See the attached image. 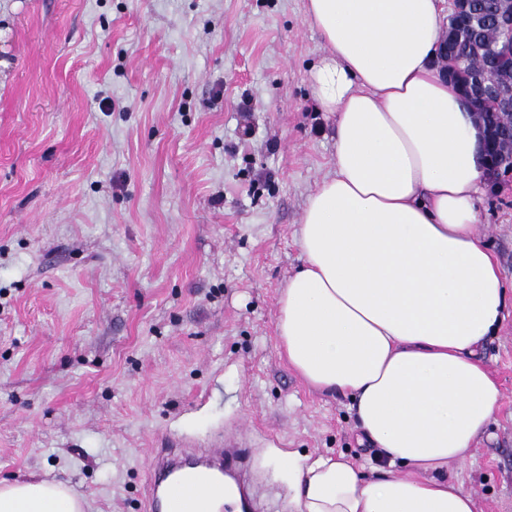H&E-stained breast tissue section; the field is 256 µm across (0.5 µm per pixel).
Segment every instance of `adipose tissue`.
<instances>
[{
    "label": "adipose tissue",
    "mask_w": 512,
    "mask_h": 512,
    "mask_svg": "<svg viewBox=\"0 0 512 512\" xmlns=\"http://www.w3.org/2000/svg\"><path fill=\"white\" fill-rule=\"evenodd\" d=\"M441 0H307L324 43L312 93L336 118L328 174L306 201L301 266L278 297L289 365L351 397L386 464L285 458L291 512H477L448 476L500 390L480 356L512 288L479 236L482 129L435 64ZM0 512H85L61 482L0 480Z\"/></svg>",
    "instance_id": "ef3b65f1"
}]
</instances>
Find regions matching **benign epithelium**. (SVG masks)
<instances>
[{"mask_svg":"<svg viewBox=\"0 0 512 512\" xmlns=\"http://www.w3.org/2000/svg\"><path fill=\"white\" fill-rule=\"evenodd\" d=\"M454 20L442 35L436 63L446 78L457 70L471 72L465 89L475 121L483 128L484 142L512 149V71L488 76L475 69L473 59L458 44L463 35L489 23L509 34L512 46V0H497L491 12H479L472 0H448Z\"/></svg>","mask_w":512,"mask_h":512,"instance_id":"1","label":"benign epithelium"}]
</instances>
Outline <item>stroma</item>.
<instances>
[{
  "label": "stroma",
  "mask_w": 512,
  "mask_h": 512,
  "mask_svg": "<svg viewBox=\"0 0 512 512\" xmlns=\"http://www.w3.org/2000/svg\"><path fill=\"white\" fill-rule=\"evenodd\" d=\"M322 52L305 0H0V478L143 512L151 449L231 437L260 512H290L279 452L369 465L276 332L335 153ZM478 209L512 282V185ZM481 357L500 399L448 474L512 512V317Z\"/></svg>",
  "instance_id": "1"
}]
</instances>
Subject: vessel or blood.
Masks as SVG:
<instances>
[{
  "label": "vessel or blood",
  "instance_id": "1",
  "mask_svg": "<svg viewBox=\"0 0 512 512\" xmlns=\"http://www.w3.org/2000/svg\"><path fill=\"white\" fill-rule=\"evenodd\" d=\"M248 449L231 444L218 448H169L151 451L153 479L147 496L146 512H224L230 495L224 480L232 474L240 500L249 497Z\"/></svg>",
  "mask_w": 512,
  "mask_h": 512
}]
</instances>
